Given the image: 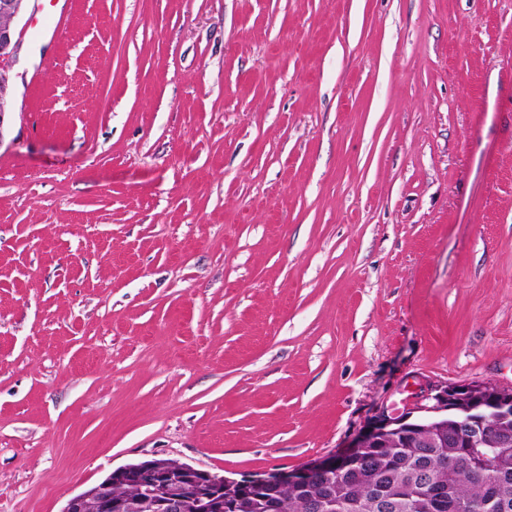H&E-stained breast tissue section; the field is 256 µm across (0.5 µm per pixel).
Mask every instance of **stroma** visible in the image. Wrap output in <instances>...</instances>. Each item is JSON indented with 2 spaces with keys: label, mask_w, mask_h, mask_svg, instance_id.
I'll list each match as a JSON object with an SVG mask.
<instances>
[{
  "label": "stroma",
  "mask_w": 512,
  "mask_h": 512,
  "mask_svg": "<svg viewBox=\"0 0 512 512\" xmlns=\"http://www.w3.org/2000/svg\"><path fill=\"white\" fill-rule=\"evenodd\" d=\"M0 133V512L512 387V0H32Z\"/></svg>",
  "instance_id": "35a3bbf8"
}]
</instances>
